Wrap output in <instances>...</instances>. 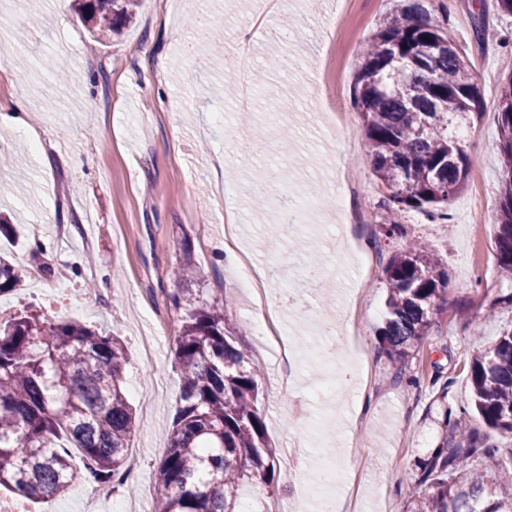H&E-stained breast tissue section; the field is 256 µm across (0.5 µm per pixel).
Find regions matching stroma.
<instances>
[{
    "instance_id": "stroma-1",
    "label": "stroma",
    "mask_w": 512,
    "mask_h": 512,
    "mask_svg": "<svg viewBox=\"0 0 512 512\" xmlns=\"http://www.w3.org/2000/svg\"><path fill=\"white\" fill-rule=\"evenodd\" d=\"M439 14L475 69L483 113L468 128L474 159L467 186L447 220L404 214L408 237H420L448 263V304L420 351L405 365L378 348L386 315L385 258L395 242L376 220L380 201L359 113L353 105L364 42L400 0H142L133 21L91 45L78 16L62 22L51 0H0V110L24 103L40 144L0 127V213L16 227L0 239L24 277L0 296V317L35 309L96 330L117 332L127 347L125 393L136 412L128 456L138 462L127 485L91 486L75 479L55 512H160L155 469L168 447L180 395L174 360L180 315L177 289L225 299L259 380L258 406L276 467L272 494L244 491L242 512H293L301 489L317 483L322 462L346 478L336 493L360 512H403L417 486L419 458L434 448L441 414L432 379L447 381L451 404L470 402L464 362L493 342L512 313L488 317L489 305L512 292L499 278L495 248L500 161L496 105L512 73V15L495 0H441ZM484 7L477 36L471 14ZM260 81L250 107L225 97L228 81ZM357 174L348 198L364 223L328 222L340 174ZM318 200L296 218L301 196ZM285 202L259 208L256 198ZM370 241L364 270L326 235ZM234 237L225 250V237ZM322 252L331 299L307 279L308 254ZM192 260L195 274L180 269ZM264 279L265 303L240 282L242 264ZM333 323L312 337L315 315ZM318 339L336 362H359L355 386L338 383L327 398L311 387L323 370L304 350ZM295 350L284 360L280 349ZM293 373L282 392L278 380ZM418 376V384L407 381ZM366 402L356 423L346 409ZM311 450L301 481L288 477L291 441Z\"/></svg>"
}]
</instances>
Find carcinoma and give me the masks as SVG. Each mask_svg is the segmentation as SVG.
Here are the masks:
<instances>
[{
	"label": "carcinoma",
	"instance_id": "obj_1",
	"mask_svg": "<svg viewBox=\"0 0 512 512\" xmlns=\"http://www.w3.org/2000/svg\"><path fill=\"white\" fill-rule=\"evenodd\" d=\"M99 42L128 23L139 0H73ZM433 0H412L367 40L355 103L379 184L382 235L399 241L384 267L389 317L381 344L403 363L429 336L445 301L448 269L431 248L405 241L401 216L448 217L473 160L455 129L480 110L471 63L436 16ZM500 187L497 267L512 278V73L497 102ZM0 258V295L21 287ZM183 312L174 357L181 393L169 448L156 471L161 512H239L241 491L274 470L258 408V375L233 344L224 304L187 288L170 296ZM126 351L116 334L27 310L0 322V487L50 500L75 475L70 448L92 485L125 482L135 414L122 389ZM471 402L447 405L438 391L442 436L417 464L407 512H512V456L491 433L512 434V324L469 361ZM478 417L488 428L472 426Z\"/></svg>",
	"mask_w": 512,
	"mask_h": 512
}]
</instances>
